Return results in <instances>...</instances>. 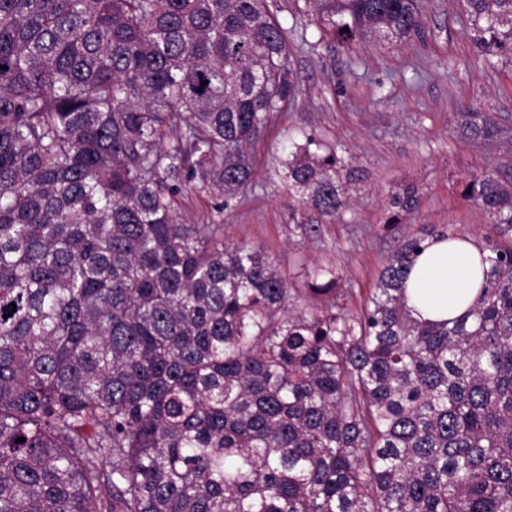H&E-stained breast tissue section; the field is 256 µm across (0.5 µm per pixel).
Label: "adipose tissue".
Segmentation results:
<instances>
[{
	"instance_id": "1",
	"label": "adipose tissue",
	"mask_w": 512,
	"mask_h": 512,
	"mask_svg": "<svg viewBox=\"0 0 512 512\" xmlns=\"http://www.w3.org/2000/svg\"><path fill=\"white\" fill-rule=\"evenodd\" d=\"M476 240L437 241L415 263L406 282L407 304L419 320H443L464 313L482 286Z\"/></svg>"
}]
</instances>
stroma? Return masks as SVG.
Returning a JSON list of instances; mask_svg holds the SVG:
<instances>
[{"instance_id": "35a3bbf8", "label": "stroma", "mask_w": 512, "mask_h": 512, "mask_svg": "<svg viewBox=\"0 0 512 512\" xmlns=\"http://www.w3.org/2000/svg\"><path fill=\"white\" fill-rule=\"evenodd\" d=\"M270 9L289 32L296 95L253 145L251 181L227 203L207 189L183 197L181 220L223 225L225 239L259 247L296 281L306 268L336 265L356 306L402 237L422 225L488 235L487 214L462 198L458 180L496 167L498 155L460 140L454 117L512 116V56L486 61L464 0H425L420 36L398 42H340L313 0H272ZM311 129L341 148L355 176L336 220L303 241L289 228L279 148ZM409 184L417 210L385 227L390 191Z\"/></svg>"}]
</instances>
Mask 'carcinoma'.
Wrapping results in <instances>:
<instances>
[{"mask_svg": "<svg viewBox=\"0 0 512 512\" xmlns=\"http://www.w3.org/2000/svg\"><path fill=\"white\" fill-rule=\"evenodd\" d=\"M348 41L421 32V0H317ZM486 59L512 0H466ZM267 0H0V512H512V122L456 113L502 149L462 180L491 219L484 287L415 319L399 242L359 307L321 266L185 224L193 189L253 175L295 95ZM344 160L288 144L292 233L336 219ZM389 194L386 226L416 210ZM25 441H19V438Z\"/></svg>", "mask_w": 512, "mask_h": 512, "instance_id": "cac0c4a2", "label": "carcinoma"}]
</instances>
